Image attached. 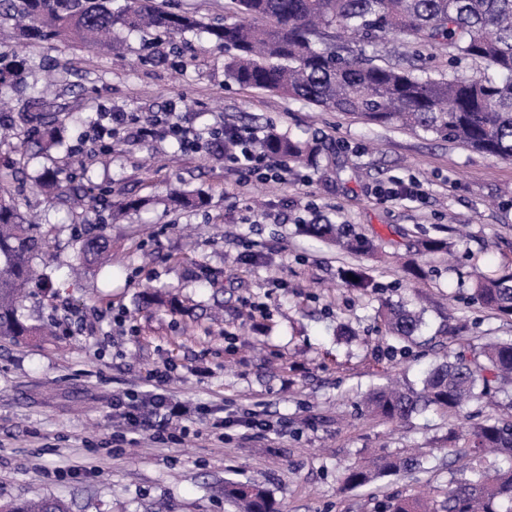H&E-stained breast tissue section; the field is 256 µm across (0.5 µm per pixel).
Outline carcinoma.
<instances>
[{
  "instance_id": "1",
  "label": "carcinoma",
  "mask_w": 512,
  "mask_h": 512,
  "mask_svg": "<svg viewBox=\"0 0 512 512\" xmlns=\"http://www.w3.org/2000/svg\"><path fill=\"white\" fill-rule=\"evenodd\" d=\"M0 0V17L24 22V36L43 42L76 39L89 48L109 49L116 28L130 33L163 32L175 38L203 29L224 50L226 75L237 84L282 92L324 110L347 112L376 124H395L462 143L503 160H512V0H235L243 19L206 26L187 12H173L158 0ZM444 49L448 66L462 62L478 74L464 77L419 65L423 51ZM23 61L0 53V88L13 83ZM48 146L55 120L35 115ZM260 152L283 163L311 166L321 152L316 140L269 129L258 141ZM10 174L0 170V337L29 336L23 319L26 290L43 284L32 258L43 250L41 224L5 196ZM36 188L67 205H96V195L81 183H63L46 170ZM310 237L341 250L368 253L373 241L349 224H303ZM110 239L93 228L76 242V259L86 268L109 260ZM350 288H375L356 265L339 270ZM474 301L503 317H512V267L478 273ZM386 336L413 342L421 336L423 313L404 303L378 310ZM512 387V338L491 339L473 347L458 337L442 360L416 387L387 382L362 400L375 418L397 424L428 410L451 419L449 438L463 440L480 459L512 456V405L509 412L480 423L462 421L464 409L484 396ZM421 465L416 456H381L357 462L342 476L344 486L362 488L385 474L409 473ZM224 499L240 512H276L268 490L254 482L227 480ZM384 512H512V466L473 470L454 481L435 504L415 495L386 500ZM0 512H71L64 500L42 497L0 503Z\"/></svg>"
}]
</instances>
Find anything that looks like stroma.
<instances>
[{"label": "stroma", "instance_id": "stroma-1", "mask_svg": "<svg viewBox=\"0 0 512 512\" xmlns=\"http://www.w3.org/2000/svg\"><path fill=\"white\" fill-rule=\"evenodd\" d=\"M126 56L68 42L18 39L0 20V52L23 58L13 91L0 97V166L23 161L27 208L47 246L36 258L52 289L32 288L23 313L39 333L0 338V499L51 495L71 512H234L224 481L266 487L278 512H379L387 496L441 494L470 460L448 452V421L434 411L390 425L361 412L367 390L387 376L418 382L440 360L451 329L465 325L478 346L511 338L512 321L469 302L474 270L512 263V160L488 156L396 125L227 80L224 52L207 34L174 44L115 30ZM40 90L70 151L43 155L27 98ZM132 120L172 113L193 131L267 125L317 139L332 164L297 168L287 182L252 180L236 189L221 147L196 156L177 144L144 142L121 130L118 148L101 151L99 107ZM139 201L113 222L106 206L71 218L67 208L30 190L44 165ZM417 181L404 200L384 189ZM192 191L203 207L169 206ZM309 223L350 224L379 251L342 253L299 230ZM95 224L112 240L111 266L68 280L72 239ZM437 238L451 254H421ZM414 261L424 270L410 280ZM362 266L377 283L363 294L337 276ZM166 288L171 307L143 294ZM424 306L416 342L385 338L376 316L386 302ZM265 307L251 315V303ZM356 334L339 337L340 326ZM159 374L183 415L163 440L127 427L112 402L140 395ZM264 429L239 426L247 413ZM234 423L225 430L214 424ZM415 451L423 470L378 479L375 491L347 489L346 467L377 455Z\"/></svg>", "mask_w": 512, "mask_h": 512}]
</instances>
